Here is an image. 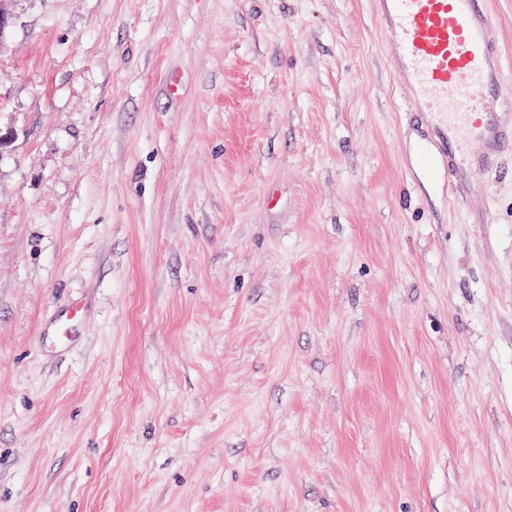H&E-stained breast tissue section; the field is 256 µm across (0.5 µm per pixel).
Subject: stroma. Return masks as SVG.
<instances>
[{
	"label": "stroma",
	"mask_w": 512,
	"mask_h": 512,
	"mask_svg": "<svg viewBox=\"0 0 512 512\" xmlns=\"http://www.w3.org/2000/svg\"><path fill=\"white\" fill-rule=\"evenodd\" d=\"M5 7L0 512H512V153L370 0Z\"/></svg>",
	"instance_id": "35a3bbf8"
}]
</instances>
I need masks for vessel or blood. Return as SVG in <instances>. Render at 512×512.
Returning <instances> with one entry per match:
<instances>
[{
	"instance_id": "obj_1",
	"label": "vessel or blood",
	"mask_w": 512,
	"mask_h": 512,
	"mask_svg": "<svg viewBox=\"0 0 512 512\" xmlns=\"http://www.w3.org/2000/svg\"><path fill=\"white\" fill-rule=\"evenodd\" d=\"M372 14L389 36L388 65L426 123L439 171L468 199L475 172L512 151V108L489 107L506 70L487 0H373Z\"/></svg>"
}]
</instances>
